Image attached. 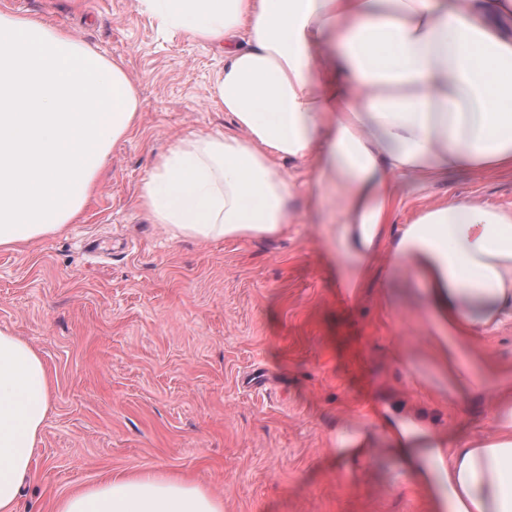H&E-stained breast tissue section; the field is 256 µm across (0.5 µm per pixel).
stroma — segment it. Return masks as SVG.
Wrapping results in <instances>:
<instances>
[{
    "label": "stroma",
    "instance_id": "35a3bbf8",
    "mask_svg": "<svg viewBox=\"0 0 512 512\" xmlns=\"http://www.w3.org/2000/svg\"><path fill=\"white\" fill-rule=\"evenodd\" d=\"M0 12L122 62L140 103L74 222L0 250V328L39 349L54 382L23 512L144 469L205 485L224 512H440L383 440L355 466L327 452L330 434L387 405L436 431L492 433V391L444 386L422 284L382 290V256L348 298L300 196L283 235L206 243L171 237L139 206L178 137L230 126L214 91L223 46L165 31L138 0H0ZM451 196L512 210V175L416 180L391 222ZM465 346L512 371V323Z\"/></svg>",
    "mask_w": 512,
    "mask_h": 512
}]
</instances>
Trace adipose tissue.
Wrapping results in <instances>:
<instances>
[{
    "label": "adipose tissue",
    "mask_w": 512,
    "mask_h": 512,
    "mask_svg": "<svg viewBox=\"0 0 512 512\" xmlns=\"http://www.w3.org/2000/svg\"><path fill=\"white\" fill-rule=\"evenodd\" d=\"M172 33L224 42L215 95L232 125L161 154L139 201L152 223L199 241L273 237L309 160L306 203L350 291L379 252L426 287L449 391L487 388L494 431L452 436L396 410L332 434L330 455L384 438L448 512H512V373L466 339L512 320V212L451 198L389 230L398 182L512 173V0H139ZM122 64L59 29L0 14V249L57 234L82 211L112 146L136 125ZM40 351L0 329V512L18 501L52 406ZM440 475H433L436 462ZM55 512H224L207 487L158 470L115 473Z\"/></svg>",
    "instance_id": "ef3b65f1"
}]
</instances>
